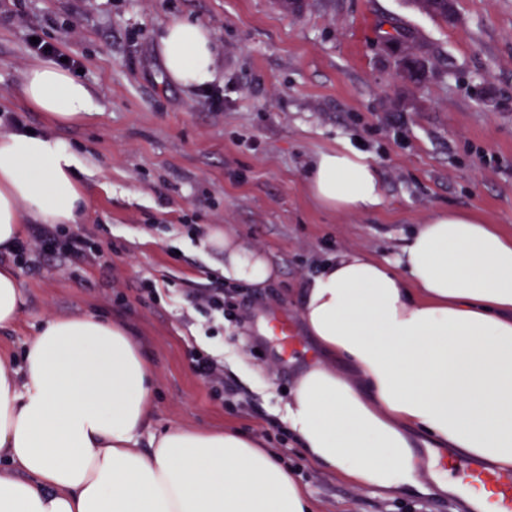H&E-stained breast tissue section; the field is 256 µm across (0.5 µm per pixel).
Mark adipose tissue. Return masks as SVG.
Segmentation results:
<instances>
[{"instance_id":"1","label":"adipose tissue","mask_w":512,"mask_h":512,"mask_svg":"<svg viewBox=\"0 0 512 512\" xmlns=\"http://www.w3.org/2000/svg\"><path fill=\"white\" fill-rule=\"evenodd\" d=\"M158 51L168 80L222 78L199 21L169 22ZM18 91L56 124L99 112L91 87L53 61L33 63ZM87 162L59 138L0 133V251L22 239V215L73 224L89 195ZM307 190L325 209L383 202L368 156L316 153ZM224 278L264 287L265 256L213 227ZM300 317L321 352L296 377L284 419L309 459L361 487L419 489L445 473L419 438L512 467V236L462 210L418 225L394 260L327 258L302 290ZM153 374L137 340L94 315L48 319L19 369L0 367V512H316L295 474L245 434L151 428ZM147 439V450L138 447Z\"/></svg>"}]
</instances>
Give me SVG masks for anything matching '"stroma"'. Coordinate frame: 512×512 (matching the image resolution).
Returning a JSON list of instances; mask_svg holds the SVG:
<instances>
[{"mask_svg":"<svg viewBox=\"0 0 512 512\" xmlns=\"http://www.w3.org/2000/svg\"><path fill=\"white\" fill-rule=\"evenodd\" d=\"M446 23L410 0H0V113L46 130L83 156L89 204L71 233L101 258L17 267L23 304L0 328V365L19 367L42 323L91 314L125 325L154 372L152 428L180 424L269 441L294 466L317 512H469L435 483L400 494L360 487L315 466L282 407L317 357L299 316L301 289L338 252L394 258L442 210L484 217L512 236V0H454ZM213 33L224 79L199 90L169 82L157 40L175 18ZM426 55L423 78L400 77L387 33ZM77 59L101 110L57 125L17 93L34 62L29 40ZM347 143L377 166L384 201L370 212L322 208L305 185L318 151ZM220 225L277 269L262 288L225 284L223 254L202 247ZM155 280L156 300L140 283ZM223 287L231 314L187 300ZM286 316L282 348L267 321ZM197 350L224 363L222 390L197 375Z\"/></svg>","mask_w":512,"mask_h":512,"instance_id":"stroma-1","label":"stroma"}]
</instances>
